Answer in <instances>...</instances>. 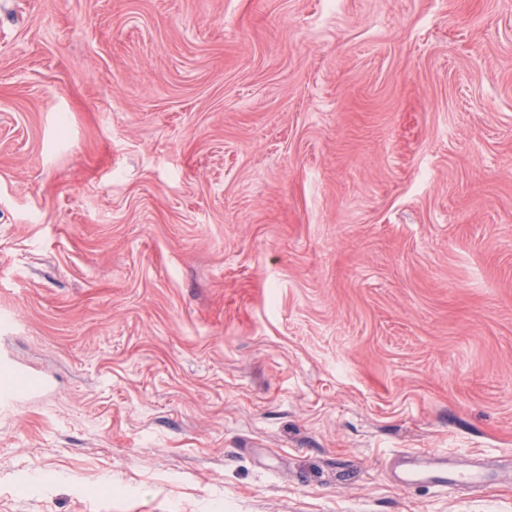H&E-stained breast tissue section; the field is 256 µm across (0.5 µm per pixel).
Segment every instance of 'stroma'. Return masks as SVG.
Instances as JSON below:
<instances>
[{"instance_id": "1", "label": "stroma", "mask_w": 512, "mask_h": 512, "mask_svg": "<svg viewBox=\"0 0 512 512\" xmlns=\"http://www.w3.org/2000/svg\"><path fill=\"white\" fill-rule=\"evenodd\" d=\"M0 512H512V0H0ZM1 373L0 380V402L1 404L13 403L22 395L26 397H33L40 392V387L25 386L20 387L17 383L8 380V375H17L21 370L15 366L12 359L8 357L1 358ZM4 375V378H3ZM472 479L465 474L448 473V469L434 472L412 471L403 479L404 484L429 483L433 487L452 488Z\"/></svg>"}]
</instances>
